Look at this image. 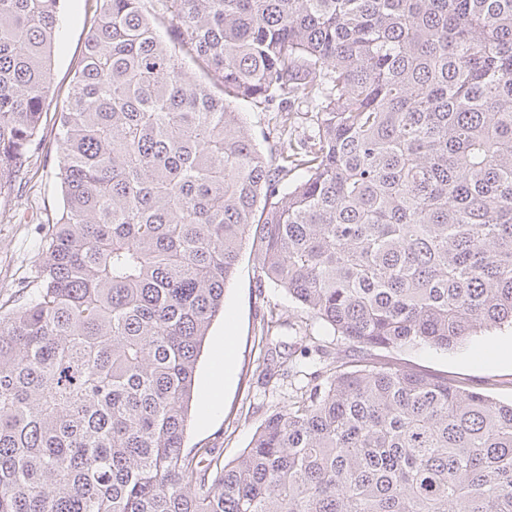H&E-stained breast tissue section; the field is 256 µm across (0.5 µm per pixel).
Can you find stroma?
Here are the masks:
<instances>
[{"label": "stroma", "instance_id": "1", "mask_svg": "<svg viewBox=\"0 0 512 512\" xmlns=\"http://www.w3.org/2000/svg\"><path fill=\"white\" fill-rule=\"evenodd\" d=\"M95 0H60V28L51 66V91L46 99L40 136L42 145L17 180L8 204L17 222L0 223V303L14 299L16 285L33 280L46 259L41 248L42 224L62 208V192L56 177L61 150L57 141L58 114L67 102L75 72L78 70L87 36L88 20ZM290 115L276 109L244 102L239 106L243 120L260 150L276 156L283 141L309 143L314 134L310 107L304 99L290 105ZM257 273L252 247H244L235 276L224 293V312L212 323L199 359L194 403L211 402L208 374L217 366V353L223 352L222 337L232 339L231 367L221 398L209 416L192 412L188 422L186 447L219 448L221 462L235 460L247 448L257 430L273 413L283 409L308 373L316 370L324 355L354 346L324 322L312 318L287 293L268 285L255 287ZM276 311L287 320L278 332L280 340L294 347L293 363L298 373L263 379L259 366L265 350L258 331L263 315ZM304 321L314 341L312 348L297 343L290 328ZM397 363L418 370L447 375L468 389L500 400L512 399V327L504 325L479 332L455 348L439 350L416 345L396 351Z\"/></svg>", "mask_w": 512, "mask_h": 512}]
</instances>
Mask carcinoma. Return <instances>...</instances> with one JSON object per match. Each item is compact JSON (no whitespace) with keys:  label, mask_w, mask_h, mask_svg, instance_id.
<instances>
[{"label":"carcinoma","mask_w":512,"mask_h":512,"mask_svg":"<svg viewBox=\"0 0 512 512\" xmlns=\"http://www.w3.org/2000/svg\"><path fill=\"white\" fill-rule=\"evenodd\" d=\"M96 2L63 208L0 310V512H512V402L378 357L336 354L222 467L184 444L249 242L256 288L361 350L512 325V0ZM58 4L0 0V222ZM299 92L312 141L269 159L237 104Z\"/></svg>","instance_id":"cac0c4a2"}]
</instances>
